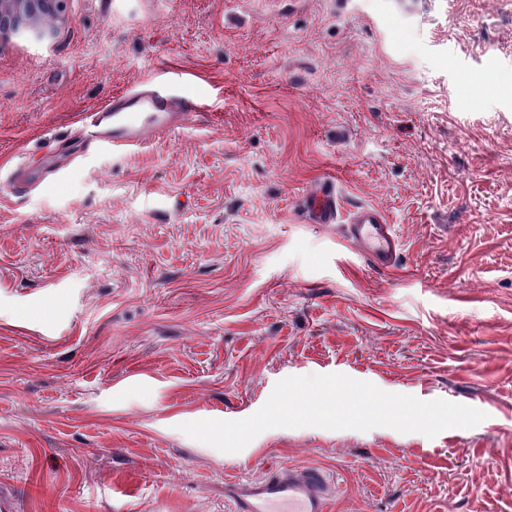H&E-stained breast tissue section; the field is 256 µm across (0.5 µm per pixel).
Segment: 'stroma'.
Returning <instances> with one entry per match:
<instances>
[{
  "label": "stroma",
  "instance_id": "stroma-1",
  "mask_svg": "<svg viewBox=\"0 0 512 512\" xmlns=\"http://www.w3.org/2000/svg\"><path fill=\"white\" fill-rule=\"evenodd\" d=\"M68 2L0 71V165L173 62L223 116L0 196L7 512H232L225 482L281 466L329 473L331 512H512V0ZM322 177L395 225L394 268L303 221ZM332 373L486 418L233 460L179 429Z\"/></svg>",
  "mask_w": 512,
  "mask_h": 512
}]
</instances>
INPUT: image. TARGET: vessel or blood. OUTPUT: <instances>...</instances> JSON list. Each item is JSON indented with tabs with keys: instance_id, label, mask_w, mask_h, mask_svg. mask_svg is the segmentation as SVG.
<instances>
[{
	"instance_id": "vessel-or-blood-1",
	"label": "vessel or blood",
	"mask_w": 512,
	"mask_h": 512,
	"mask_svg": "<svg viewBox=\"0 0 512 512\" xmlns=\"http://www.w3.org/2000/svg\"><path fill=\"white\" fill-rule=\"evenodd\" d=\"M169 72V79L151 75L140 88L109 94L96 111L78 114L71 134L57 141L46 162L14 163L0 186L8 194L26 196L58 182L64 170L88 155L119 156L179 129L194 117L210 114L208 103L172 94L166 87L170 80L195 79V72L175 65ZM301 211L310 224L343 223L346 244L374 267L396 266L402 244L393 225L367 205L342 214L333 182L311 185ZM224 491L233 500L235 512H330L329 475L317 468H278L258 479L226 483Z\"/></svg>"
}]
</instances>
